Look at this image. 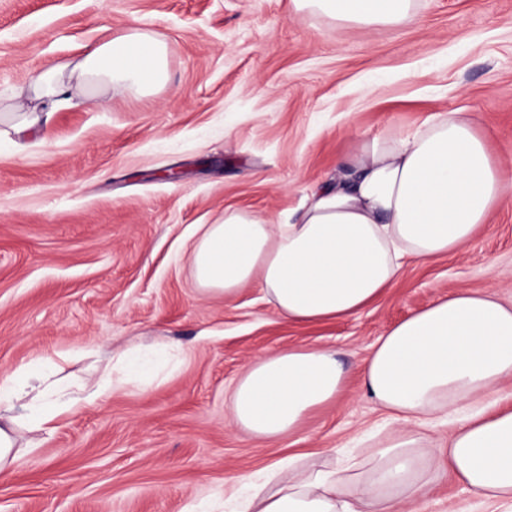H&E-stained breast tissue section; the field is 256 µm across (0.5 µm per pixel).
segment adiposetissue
Segmentation results:
<instances>
[{"instance_id":"ef3b65f1","label":"adipose tissue","mask_w":512,"mask_h":512,"mask_svg":"<svg viewBox=\"0 0 512 512\" xmlns=\"http://www.w3.org/2000/svg\"><path fill=\"white\" fill-rule=\"evenodd\" d=\"M342 22L396 26L415 0H291ZM166 49L133 29L88 46L74 64L78 79L121 93L150 94L167 81ZM64 65L50 63L29 78L31 94L13 106L0 144L20 146L70 106ZM507 194L502 162L465 112H448L412 132L393 130L358 141L344 172L320 183L285 220L228 209L205 225L191 249L202 293L233 299L256 282L286 321L306 324L360 313L399 276L407 259L435 260L472 242ZM141 356L122 352L111 369L86 380L78 396L57 379V366L16 370L0 383V408L21 407L27 430L47 431L64 411L123 389ZM512 379V306L487 293L441 297L389 328L363 366L365 393L402 430L372 452L371 466L354 461L325 469L271 465L246 486L234 512H399L442 479L475 498L512 506V405L490 401L493 387ZM337 352L293 346L255 358L233 386L230 421L256 443L296 434L345 387ZM470 414L453 422L448 442L422 445V431L457 405Z\"/></svg>"}]
</instances>
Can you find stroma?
<instances>
[{
	"label": "stroma",
	"instance_id": "1",
	"mask_svg": "<svg viewBox=\"0 0 512 512\" xmlns=\"http://www.w3.org/2000/svg\"><path fill=\"white\" fill-rule=\"evenodd\" d=\"M132 28L165 43L164 88L90 90L25 149L0 147V381L58 362L77 385L126 350L170 357L32 434L0 477V512H224L238 475L366 457L401 428L362 393L376 339L456 290L512 303V201L461 251L409 261L368 309L321 325L282 321L255 283L202 295L188 251L225 209L278 218L356 140L442 112L471 113L512 180V0H416L390 27L291 0H0V113L33 69ZM289 346L337 351L347 382L260 447L231 425L228 393L252 358ZM417 509L493 512L449 480Z\"/></svg>",
	"mask_w": 512,
	"mask_h": 512
}]
</instances>
